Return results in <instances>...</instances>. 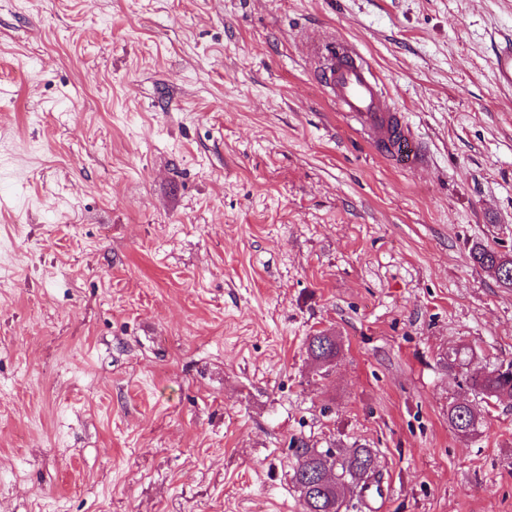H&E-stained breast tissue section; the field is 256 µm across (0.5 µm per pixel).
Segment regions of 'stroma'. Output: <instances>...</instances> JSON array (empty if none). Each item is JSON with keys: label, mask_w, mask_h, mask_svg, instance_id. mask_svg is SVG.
<instances>
[{"label": "stroma", "mask_w": 512, "mask_h": 512, "mask_svg": "<svg viewBox=\"0 0 512 512\" xmlns=\"http://www.w3.org/2000/svg\"><path fill=\"white\" fill-rule=\"evenodd\" d=\"M507 34L512 0H0V512H301L297 440L369 444L382 512H512V399L448 424L512 362L470 258L512 253ZM323 35L428 168L337 111ZM494 77L502 88L512 90V42L497 45L494 58ZM309 357L317 364L320 370L328 372L340 353V346L335 336L325 333L309 336L306 342ZM467 389L483 401L512 398V363L489 370H473L466 374ZM483 422V416L470 402L452 401L448 404V424L458 434L473 435Z\"/></svg>", "instance_id": "1"}]
</instances>
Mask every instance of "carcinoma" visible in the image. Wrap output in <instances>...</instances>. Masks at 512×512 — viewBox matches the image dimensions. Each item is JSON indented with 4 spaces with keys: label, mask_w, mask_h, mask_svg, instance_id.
Segmentation results:
<instances>
[{
    "label": "carcinoma",
    "mask_w": 512,
    "mask_h": 512,
    "mask_svg": "<svg viewBox=\"0 0 512 512\" xmlns=\"http://www.w3.org/2000/svg\"><path fill=\"white\" fill-rule=\"evenodd\" d=\"M474 263L490 272L503 288H512V255L477 245L471 249ZM309 357L318 368L329 371L340 353L336 337L325 333L307 339ZM467 389L486 401L512 398V363L489 370H473L466 374ZM448 425L462 436L475 434L483 426V416L464 401L448 404ZM296 458L292 481L299 493L302 512H350L363 501V490L370 482L379 481L375 450L358 444L347 453L320 451L299 441L294 448Z\"/></svg>",
    "instance_id": "1"
}]
</instances>
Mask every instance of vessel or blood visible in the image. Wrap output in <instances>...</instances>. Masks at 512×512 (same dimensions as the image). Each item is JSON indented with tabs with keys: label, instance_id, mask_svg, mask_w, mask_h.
<instances>
[{
	"label": "vessel or blood",
	"instance_id": "vessel-or-blood-1",
	"mask_svg": "<svg viewBox=\"0 0 512 512\" xmlns=\"http://www.w3.org/2000/svg\"><path fill=\"white\" fill-rule=\"evenodd\" d=\"M316 51L327 62L324 82L332 101L361 126L376 152L408 169L427 165L426 151L413 146L412 134L387 107L374 70L358 49L348 41L329 39L318 43ZM494 77L512 90V42L497 46Z\"/></svg>",
	"mask_w": 512,
	"mask_h": 512
}]
</instances>
